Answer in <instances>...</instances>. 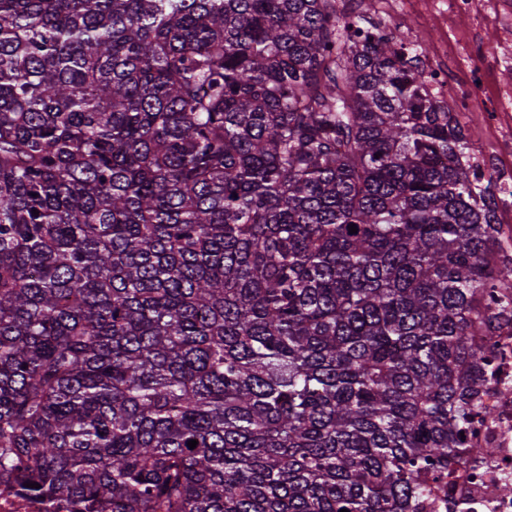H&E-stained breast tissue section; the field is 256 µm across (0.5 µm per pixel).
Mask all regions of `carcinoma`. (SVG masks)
I'll return each mask as SVG.
<instances>
[{
  "label": "carcinoma",
  "mask_w": 512,
  "mask_h": 512,
  "mask_svg": "<svg viewBox=\"0 0 512 512\" xmlns=\"http://www.w3.org/2000/svg\"><path fill=\"white\" fill-rule=\"evenodd\" d=\"M411 54L335 0H0V469L111 512L451 507L512 254Z\"/></svg>",
  "instance_id": "obj_1"
}]
</instances>
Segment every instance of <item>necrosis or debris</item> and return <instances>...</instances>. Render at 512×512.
Here are the masks:
<instances>
[{
  "instance_id": "necrosis-or-debris-1",
  "label": "necrosis or debris",
  "mask_w": 512,
  "mask_h": 512,
  "mask_svg": "<svg viewBox=\"0 0 512 512\" xmlns=\"http://www.w3.org/2000/svg\"><path fill=\"white\" fill-rule=\"evenodd\" d=\"M499 0H385L389 13L403 15L413 9L466 15L485 25L497 19ZM501 60L470 57L466 60L468 83L449 87L448 75L434 65L425 72L433 96L440 102L465 110L483 89L490 69L500 68ZM490 351L483 363L480 406L466 435L472 456L448 476L452 512H512V327H504L482 340ZM0 512H77L69 501L49 500L23 492L17 476L0 473Z\"/></svg>"
}]
</instances>
